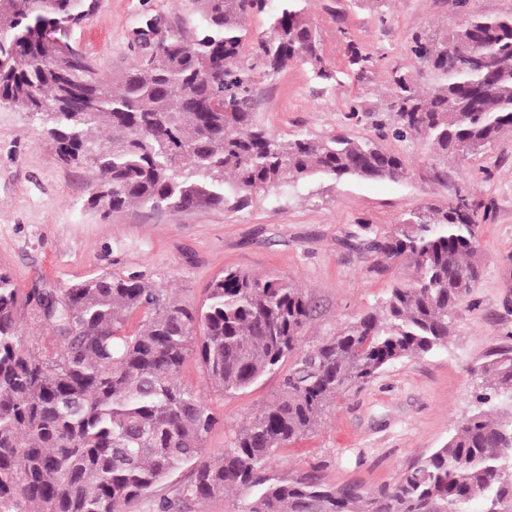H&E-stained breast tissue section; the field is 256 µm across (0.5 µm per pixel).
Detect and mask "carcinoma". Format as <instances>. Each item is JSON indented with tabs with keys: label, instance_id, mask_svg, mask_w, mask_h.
<instances>
[{
	"label": "carcinoma",
	"instance_id": "1",
	"mask_svg": "<svg viewBox=\"0 0 512 512\" xmlns=\"http://www.w3.org/2000/svg\"><path fill=\"white\" fill-rule=\"evenodd\" d=\"M97 0H0V105L38 117L60 161L89 166L98 181L87 205L109 215L130 205L174 210L222 206L237 195L295 189L312 179H403L404 159L346 134L280 137L254 116L255 79L286 63L323 64L307 0H196L199 21L174 33L155 57L116 77L71 53L58 37ZM269 11L268 34L251 39L246 18ZM478 47L480 65H448V48ZM411 54L427 70L391 77L393 136L421 137L436 158L479 153L512 132V15H475L441 40L418 34ZM112 130L103 138L98 132ZM468 198L429 205L374 238L383 267L409 278L381 306L312 346L302 335L313 307L274 275L227 268L201 306L105 273L58 292L20 293L0 268V512H153L250 492L240 512H512V349L479 366L477 410L441 447L394 483L365 492L315 472L268 474L272 455L311 434L331 404L386 366L445 345L461 302L481 278L479 224ZM31 309L57 337L44 356L23 336ZM139 316L130 325L133 316ZM196 359L215 390L234 396L289 361L276 398L233 428L213 457L204 444L218 419L180 380ZM186 470L170 498L158 488Z\"/></svg>",
	"mask_w": 512,
	"mask_h": 512
}]
</instances>
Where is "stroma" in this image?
<instances>
[{"instance_id":"stroma-1","label":"stroma","mask_w":512,"mask_h":512,"mask_svg":"<svg viewBox=\"0 0 512 512\" xmlns=\"http://www.w3.org/2000/svg\"><path fill=\"white\" fill-rule=\"evenodd\" d=\"M308 9L324 62L338 80H317L296 62L258 78L257 123L284 137L301 131L380 139L404 157L405 179H317L221 208L132 205L105 218L87 205L93 170L63 164L28 112L2 105L0 267L24 291H57L114 271L198 305L225 268L275 273L313 297L316 310L303 333L304 344L312 345L373 310L406 278L404 268H374L371 238L412 211L447 204L456 192L471 195L488 212L479 227L482 278L458 311L447 345L396 362L338 398L313 435L271 461L278 477L313 470L327 483H355L370 492L396 481L444 444L455 422L478 410L481 381L472 368L512 347V135L479 155L436 161L427 142L392 138L389 79L393 70L410 66L415 34L443 37L466 16L512 14V0H389L382 13L371 0L358 6L310 0ZM148 15L164 18L174 32L197 21L194 0H98L95 12L66 37L113 76L132 63L133 33ZM354 48L371 55L374 67L354 72ZM282 378L270 374L245 393L227 396L210 387L197 361L186 363L182 382L218 419L205 441L208 453L221 452L231 427L276 397Z\"/></svg>"}]
</instances>
